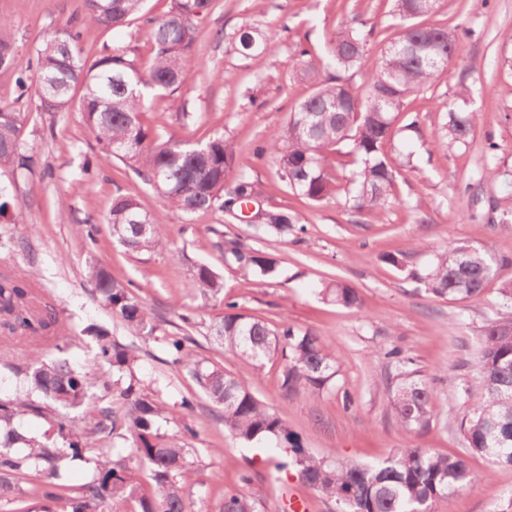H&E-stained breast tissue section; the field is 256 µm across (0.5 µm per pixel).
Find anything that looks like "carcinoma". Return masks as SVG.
Wrapping results in <instances>:
<instances>
[{
	"mask_svg": "<svg viewBox=\"0 0 512 512\" xmlns=\"http://www.w3.org/2000/svg\"><path fill=\"white\" fill-rule=\"evenodd\" d=\"M213 0H171L167 14L150 21L151 56L141 63L120 47L89 61L79 47L80 31L64 28L37 50L32 61L38 112L51 115L77 110L101 146L105 158L130 166L155 188L167 210L190 217L221 212L239 219L242 205L262 196L263 187L244 172L226 184L237 166L234 143L220 132L205 140L165 139L144 121L145 92L165 93L170 106L184 111L182 92L192 71L189 59L196 40V21L207 16ZM401 23L386 36L380 68L357 84L349 72L360 63L374 39L375 28L342 25L318 53L310 44L299 51L313 91L291 112L288 122L257 149L277 166L280 179L294 194L318 205L338 194L355 213L371 212L390 202L396 174L404 165L385 151L401 132L397 116L406 100L442 77L448 62L458 58L454 30L430 24L439 0H394ZM144 0H84L82 23L103 30L128 25L143 12ZM9 20L0 18V68H19L21 60ZM242 51L273 53L276 34L255 29L237 36ZM334 72H329V69ZM475 113L448 110V144H465L472 135ZM26 115L0 107V170H32L33 156L25 138ZM348 158L349 175L341 177L328 164L333 156ZM166 214H149L137 200L116 190L107 217L112 237L129 253L161 251L167 245ZM257 233L286 239L304 230L292 209L271 210L254 225ZM215 247L224 261L245 276L271 279L278 261L239 237L214 230ZM468 242L436 253L431 265L407 278L432 295L450 301L476 299L511 262ZM86 275L112 316L132 335L158 341L169 363L187 371L199 392L222 409L224 429L252 442L270 439L288 458L300 480L334 500L340 512H430L433 503L470 486L475 476L463 455L431 453L407 446L386 460L368 465L349 460L326 461L311 455L302 437L292 431L265 402L224 370L184 349L183 339L159 336L151 310L132 290V283L112 277L91 262ZM192 287L203 305L219 302L224 315L208 326L213 341L241 357L263 365H280L279 390L285 397L303 391L317 393L338 374L336 356L310 331L287 321L277 325L239 311L224 299V278L208 264H198ZM338 305L361 308L357 291L340 283L323 288ZM94 360L104 375L75 368L68 327L54 306L42 302L35 281L10 271L0 272V339L27 343L30 387L9 398L0 397V495L17 493V512H29L23 499L61 504L62 512H189L184 487L194 480L186 441L197 430L186 416L194 396L181 398L178 408L161 399L154 382L139 376L134 343H125L102 328L94 331ZM386 356L398 365V380L388 387L389 402L401 427L424 431L431 422V389L416 379L412 360L399 350ZM479 387L466 392L470 414L461 422L464 447L487 457L494 466H512V319L489 320L478 351ZM43 418L52 433L44 439L26 436L25 417ZM174 424L180 438H169L163 426ZM91 465L88 482L77 489L61 483L70 462ZM252 476L243 472L239 485L223 493L220 512H254L246 488Z\"/></svg>",
	"mask_w": 512,
	"mask_h": 512,
	"instance_id": "1",
	"label": "carcinoma"
}]
</instances>
